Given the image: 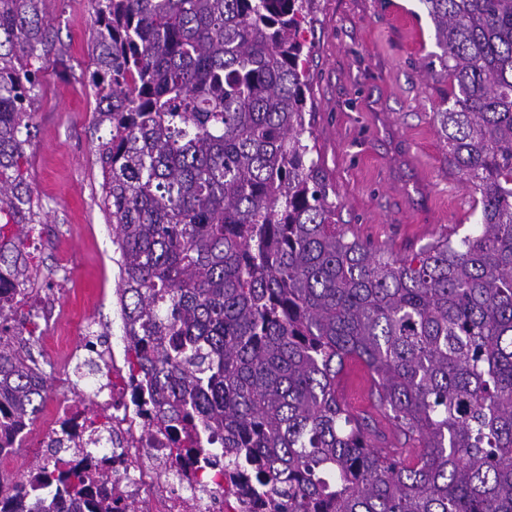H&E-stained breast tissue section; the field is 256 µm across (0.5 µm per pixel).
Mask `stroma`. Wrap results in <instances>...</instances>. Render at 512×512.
<instances>
[{
  "label": "stroma",
  "instance_id": "stroma-1",
  "mask_svg": "<svg viewBox=\"0 0 512 512\" xmlns=\"http://www.w3.org/2000/svg\"><path fill=\"white\" fill-rule=\"evenodd\" d=\"M93 0H53L47 21L67 54L42 61L26 151L29 181L45 204L44 223L24 241L32 281L57 265L67 287L33 292L42 336L77 313L112 335L117 268L112 230L99 206L95 147L109 128L96 122ZM303 40L308 57L316 151L336 189L338 223L401 256L442 232L465 236L481 221L479 196L448 165L433 123L439 102L424 65L438 48L420 0H315Z\"/></svg>",
  "mask_w": 512,
  "mask_h": 512
}]
</instances>
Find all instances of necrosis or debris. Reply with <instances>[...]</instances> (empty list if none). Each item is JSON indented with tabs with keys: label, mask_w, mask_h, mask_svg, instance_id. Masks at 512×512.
I'll return each instance as SVG.
<instances>
[{
	"label": "necrosis or debris",
	"mask_w": 512,
	"mask_h": 512,
	"mask_svg": "<svg viewBox=\"0 0 512 512\" xmlns=\"http://www.w3.org/2000/svg\"><path fill=\"white\" fill-rule=\"evenodd\" d=\"M94 336L91 325L81 326L77 343L59 360L58 395L28 429L30 447H47L69 431L71 466L91 476L112 470L118 484L101 482L98 490L119 503H136L139 512H270L248 500L227 506L224 492L235 480L223 467L207 464L204 438L160 418L153 401L134 396L122 366L127 337L118 333L101 345ZM83 358L99 367L89 408L72 395L69 377L72 362Z\"/></svg>",
	"instance_id": "1"
}]
</instances>
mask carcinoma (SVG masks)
I'll return each mask as SVG.
<instances>
[{
  "label": "carcinoma",
  "instance_id": "obj_1",
  "mask_svg": "<svg viewBox=\"0 0 512 512\" xmlns=\"http://www.w3.org/2000/svg\"><path fill=\"white\" fill-rule=\"evenodd\" d=\"M49 0H0V269L43 223L23 169ZM91 85L127 365L162 416L252 474L272 512H512V0H422L448 92L434 120L481 224L396 256L336 223L307 106L314 0H96ZM0 299V449L48 389ZM363 363L412 442L379 455L336 394ZM59 449L0 478L4 512H135Z\"/></svg>",
  "mask_w": 512,
  "mask_h": 512
}]
</instances>
